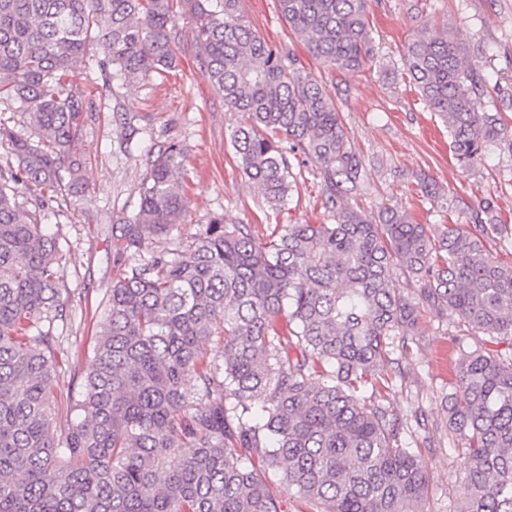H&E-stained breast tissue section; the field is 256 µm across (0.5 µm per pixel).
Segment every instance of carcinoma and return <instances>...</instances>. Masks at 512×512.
<instances>
[{
  "instance_id": "obj_1",
  "label": "carcinoma",
  "mask_w": 512,
  "mask_h": 512,
  "mask_svg": "<svg viewBox=\"0 0 512 512\" xmlns=\"http://www.w3.org/2000/svg\"><path fill=\"white\" fill-rule=\"evenodd\" d=\"M242 2L192 4L202 75L242 116L230 134L239 168L276 212L291 188L286 153L304 155L333 223L277 224L260 239L217 217L152 252L188 204L180 148L159 150L137 211L122 218L128 263L77 414L59 430L58 337L40 324L63 316V270L42 211L82 184L87 106L72 78L92 46L115 77L174 68L181 0H0V98L20 104L31 130L0 123L14 159L0 165V512H281L269 471L302 512H427L430 477L386 407L385 365L419 318L392 285L394 267L428 308L508 347L458 348L445 399L448 433L467 455L457 512H512V263L486 245L512 226L493 222L489 202L470 227L437 237L405 211L364 212L353 199L368 173L326 85L257 37ZM277 5L331 71L373 63L367 0ZM427 30L403 61L456 162L473 167L491 144L512 151L501 113L475 108L493 75L451 29ZM18 185L33 203L17 202Z\"/></svg>"
}]
</instances>
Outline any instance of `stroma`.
<instances>
[{
  "label": "stroma",
  "instance_id": "35a3bbf8",
  "mask_svg": "<svg viewBox=\"0 0 512 512\" xmlns=\"http://www.w3.org/2000/svg\"><path fill=\"white\" fill-rule=\"evenodd\" d=\"M368 10L376 59L363 72L341 78L296 40L277 0H243L244 15L256 34L270 45L293 50L337 102L343 125L370 173L357 198L362 208L370 213L383 206L408 211L437 235L445 225L469 223L471 207L490 198L499 220L512 225V152L492 148L483 162L463 170L452 157L447 128L427 110L403 62L404 48L423 22L449 23L471 50L489 52V70L499 88L478 97L477 108L503 113L512 127V0H368ZM177 31L178 65L164 76L107 80L104 56L93 49L73 79L90 106L79 140L84 181L77 194H56L43 218L46 232L59 243L64 270L66 307L54 323L65 349L54 390L61 427L76 414L79 378L90 367L95 340L105 326L107 292L124 268L117 227L123 215L138 208L148 157L174 144L190 171L187 216L170 239L189 237L216 217L252 225L260 237L277 223L331 221L314 163L293 153L288 156L291 191L279 213L269 210L239 168L230 143L229 134L241 116L225 107L222 95L201 73L190 10L181 12ZM127 116L146 130L130 151L123 144ZM424 178L436 184L439 197L422 192ZM455 336L463 337L467 349L483 344L481 334L459 326L447 313L422 311L416 343L402 361L409 376L387 401L430 476L428 512H456L462 493L464 443L449 438L445 428L444 396L456 382L449 365Z\"/></svg>",
  "mask_w": 512,
  "mask_h": 512
}]
</instances>
